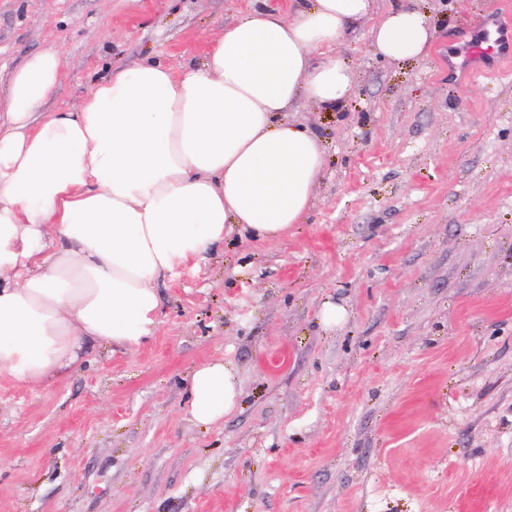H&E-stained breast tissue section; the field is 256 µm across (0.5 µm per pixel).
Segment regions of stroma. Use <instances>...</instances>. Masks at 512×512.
<instances>
[{"mask_svg":"<svg viewBox=\"0 0 512 512\" xmlns=\"http://www.w3.org/2000/svg\"><path fill=\"white\" fill-rule=\"evenodd\" d=\"M398 3L434 20L429 55L383 61L363 22L342 111L292 114L327 147L308 223L161 280L146 345L0 381V512H512V73L448 79L496 0L375 10ZM247 7L0 0V74L57 45L56 110L115 66L200 64ZM327 301L344 324L321 326ZM220 358L240 405L194 424L190 378Z\"/></svg>","mask_w":512,"mask_h":512,"instance_id":"1","label":"stroma"}]
</instances>
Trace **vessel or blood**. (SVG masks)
I'll list each match as a JSON object with an SVG mask.
<instances>
[{
	"mask_svg": "<svg viewBox=\"0 0 512 512\" xmlns=\"http://www.w3.org/2000/svg\"><path fill=\"white\" fill-rule=\"evenodd\" d=\"M479 25L481 39L449 56V72L477 76L491 68L512 70V0H498Z\"/></svg>",
	"mask_w": 512,
	"mask_h": 512,
	"instance_id": "obj_1",
	"label": "vessel or blood"
}]
</instances>
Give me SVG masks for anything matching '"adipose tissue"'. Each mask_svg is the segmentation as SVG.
Instances as JSON below:
<instances>
[{"label":"adipose tissue","instance_id":"ef3b65f1","mask_svg":"<svg viewBox=\"0 0 512 512\" xmlns=\"http://www.w3.org/2000/svg\"><path fill=\"white\" fill-rule=\"evenodd\" d=\"M374 0H287L249 11L206 41L200 65L117 66L73 106L48 112L63 61L48 46L11 72L0 97V379L45 384L85 343L132 350L156 330L158 280L231 232L269 243L306 223L325 146L289 120L304 100L339 111L356 73L338 51L371 21L387 62L427 56L428 16L375 14ZM235 367L191 379L201 425L234 412Z\"/></svg>","mask_w":512,"mask_h":512}]
</instances>
